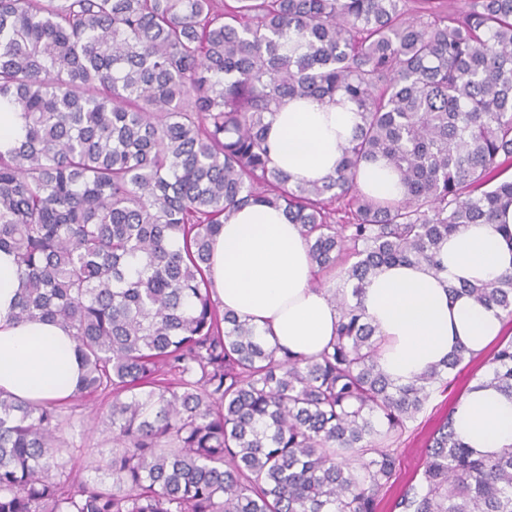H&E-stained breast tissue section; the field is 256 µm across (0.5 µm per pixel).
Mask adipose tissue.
I'll return each instance as SVG.
<instances>
[{
	"mask_svg": "<svg viewBox=\"0 0 512 512\" xmlns=\"http://www.w3.org/2000/svg\"><path fill=\"white\" fill-rule=\"evenodd\" d=\"M358 121L356 106L342 96L283 99L268 131L274 166L296 183L335 174ZM357 182L378 199H398L404 191L382 160L362 167ZM441 258L442 272L422 263L391 265L363 290L378 365L395 384L412 383L459 347L482 353L501 334L500 316L448 288L512 274V207L496 223L463 225ZM314 274L300 225L269 205L239 208L211 244L212 299L282 351L304 357L319 355L336 335L337 311ZM20 287L12 255L0 251V391L32 404L67 398L81 374L76 340L61 323L17 320ZM453 419L458 438L476 453L512 446V397L496 389L471 383Z\"/></svg>",
	"mask_w": 512,
	"mask_h": 512,
	"instance_id": "adipose-tissue-1",
	"label": "adipose tissue"
}]
</instances>
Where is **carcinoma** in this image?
I'll return each instance as SVG.
<instances>
[{"instance_id": "carcinoma-1", "label": "carcinoma", "mask_w": 512, "mask_h": 512, "mask_svg": "<svg viewBox=\"0 0 512 512\" xmlns=\"http://www.w3.org/2000/svg\"><path fill=\"white\" fill-rule=\"evenodd\" d=\"M347 97L336 173L271 165L286 97ZM0 251L19 320L65 324L73 401L112 396L105 481L67 469L62 406L0 391V512H378L393 445L469 351L396 385L359 296L386 265L442 270L465 224L512 206V0H0ZM385 161L400 199L360 191ZM250 204L301 225L339 320L318 356H278L211 298L214 235ZM349 211L336 221L337 205ZM512 318V274L453 288ZM487 386L512 396V339ZM432 435L400 512H512V447Z\"/></svg>"}]
</instances>
